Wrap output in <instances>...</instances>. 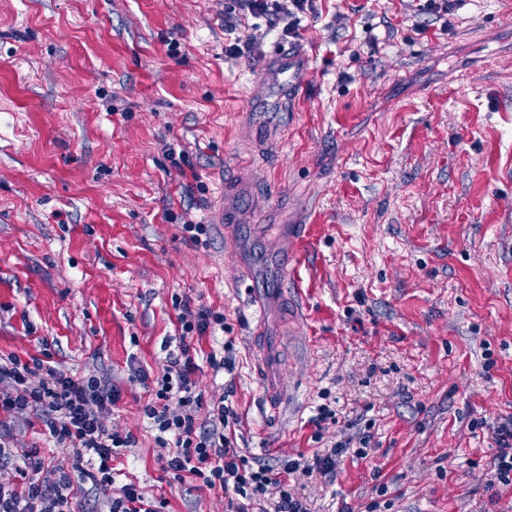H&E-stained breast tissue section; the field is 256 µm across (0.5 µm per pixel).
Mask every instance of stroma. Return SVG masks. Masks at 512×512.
I'll use <instances>...</instances> for the list:
<instances>
[{
	"instance_id": "obj_1",
	"label": "stroma",
	"mask_w": 512,
	"mask_h": 512,
	"mask_svg": "<svg viewBox=\"0 0 512 512\" xmlns=\"http://www.w3.org/2000/svg\"><path fill=\"white\" fill-rule=\"evenodd\" d=\"M227 4L0 0V352L46 347L67 375L110 381V421L137 440L75 512H106L129 479L169 512L227 508L162 471L130 370L161 373L177 295L224 314L199 346L234 343L242 453L370 435L366 457L296 474L309 512H364L383 485L394 504L377 512H512L491 472L512 420V6L461 0L446 31L417 0H314L294 98L276 28L242 24L254 48L225 56ZM234 179L247 196L228 233ZM279 224L306 227L285 278ZM322 405L336 422L317 442ZM33 419L10 416L11 446L46 449L44 475L70 467Z\"/></svg>"
}]
</instances>
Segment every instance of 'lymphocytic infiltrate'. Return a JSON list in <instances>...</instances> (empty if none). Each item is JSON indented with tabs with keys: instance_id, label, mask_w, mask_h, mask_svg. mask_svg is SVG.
I'll list each match as a JSON object with an SVG mask.
<instances>
[{
	"instance_id": "1",
	"label": "lymphocytic infiltrate",
	"mask_w": 512,
	"mask_h": 512,
	"mask_svg": "<svg viewBox=\"0 0 512 512\" xmlns=\"http://www.w3.org/2000/svg\"><path fill=\"white\" fill-rule=\"evenodd\" d=\"M313 8V0H231L224 10V34L235 35L243 19L269 16L281 19L282 39H299L301 18ZM180 334L177 347L166 356L158 377L135 370L141 383L149 384L152 398L143 408L155 430V441L168 451L164 469L179 484H199L224 494L229 512H307L302 499L292 492L288 478L297 472L335 471L337 461L351 453L365 457L362 448L333 445L328 452L313 454L311 462L276 459L253 460L235 448L226 430L237 423L229 392L205 398L194 374V339L215 334L224 327V316L211 309L191 308L189 300L175 299ZM119 391L108 381H79L40 358L21 362L16 355L0 356V412L35 410L49 441L72 461L54 479L41 477L44 460L37 447L14 450L0 434V474L15 469L20 482L0 477V512H71L76 489L113 482L112 460L122 449L134 447L132 434L121 433L109 423ZM278 484L275 502L265 499L267 487Z\"/></svg>"
}]
</instances>
